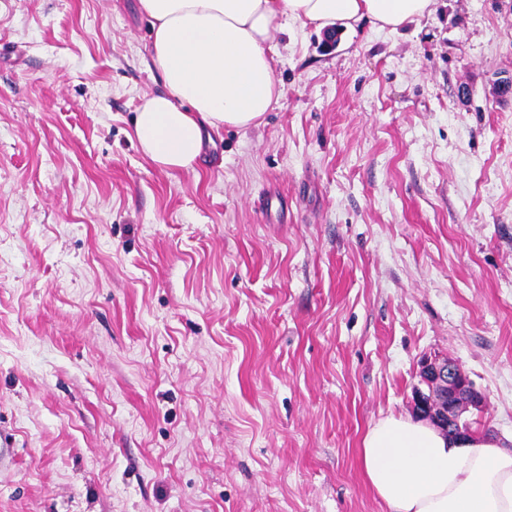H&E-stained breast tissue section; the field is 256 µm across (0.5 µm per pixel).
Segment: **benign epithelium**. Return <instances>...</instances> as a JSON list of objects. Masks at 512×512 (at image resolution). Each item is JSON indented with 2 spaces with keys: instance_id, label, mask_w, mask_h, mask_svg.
I'll use <instances>...</instances> for the list:
<instances>
[{
  "instance_id": "1",
  "label": "benign epithelium",
  "mask_w": 512,
  "mask_h": 512,
  "mask_svg": "<svg viewBox=\"0 0 512 512\" xmlns=\"http://www.w3.org/2000/svg\"><path fill=\"white\" fill-rule=\"evenodd\" d=\"M421 377L424 382L434 389L444 391L458 401L450 406L434 411L429 408L426 394L419 391L415 397L417 411L430 418L438 427L446 430L455 428L456 434L463 433L460 421L468 407L481 408L484 397L472 385L468 376L455 364L449 361L427 362L422 367Z\"/></svg>"
}]
</instances>
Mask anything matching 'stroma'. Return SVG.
<instances>
[{"instance_id":"35a3bbf8","label":"stroma","mask_w":512,"mask_h":512,"mask_svg":"<svg viewBox=\"0 0 512 512\" xmlns=\"http://www.w3.org/2000/svg\"><path fill=\"white\" fill-rule=\"evenodd\" d=\"M138 0H0V512H387L423 362L512 440V0L293 25L281 98L167 172Z\"/></svg>"}]
</instances>
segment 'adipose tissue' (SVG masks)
Here are the masks:
<instances>
[{"instance_id": "1", "label": "adipose tissue", "mask_w": 512, "mask_h": 512, "mask_svg": "<svg viewBox=\"0 0 512 512\" xmlns=\"http://www.w3.org/2000/svg\"><path fill=\"white\" fill-rule=\"evenodd\" d=\"M433 0H138L164 90L143 96L134 133L166 171L193 168L208 132L261 125L280 97L269 54L289 23L334 33L370 21L394 30ZM365 480L388 512H512V448L479 434L446 435L389 415L365 433Z\"/></svg>"}]
</instances>
